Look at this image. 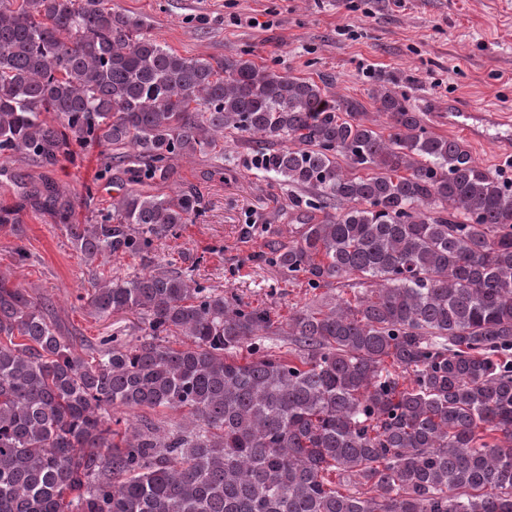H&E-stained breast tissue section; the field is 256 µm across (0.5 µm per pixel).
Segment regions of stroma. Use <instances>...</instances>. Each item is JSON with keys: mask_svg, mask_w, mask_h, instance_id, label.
Listing matches in <instances>:
<instances>
[{"mask_svg": "<svg viewBox=\"0 0 512 512\" xmlns=\"http://www.w3.org/2000/svg\"><path fill=\"white\" fill-rule=\"evenodd\" d=\"M113 9L144 20L163 45L192 58H221L249 51L256 62L277 65L300 77L323 78L329 96L355 100L373 128L384 127L370 94L385 86L422 113L430 131L468 142L476 162L512 178V152L494 141L469 143L464 130L448 126L449 100L512 113V0H112ZM257 149L245 137H224V158L176 161V175L147 187L153 194L194 190L206 211L203 221L179 225L155 239L149 253L119 254L99 268L104 278H131L157 268L183 272L190 283L236 295L265 308L272 319L319 304L321 298L353 297L361 289L349 278L313 290L268 265L271 248L295 240L300 226L288 208L289 189L252 165ZM98 148L53 169L8 162L0 176V205L17 202L18 182L52 181L72 197L79 223L110 206L123 172L98 176ZM25 261H17V251ZM0 279L36 302L51 301L50 320L91 358L101 337L133 344L141 337L137 315H95L89 268L61 225L34 213L23 234L0 227Z\"/></svg>", "mask_w": 512, "mask_h": 512, "instance_id": "obj_1", "label": "stroma"}]
</instances>
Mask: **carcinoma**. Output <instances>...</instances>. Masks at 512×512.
Returning a JSON list of instances; mask_svg holds the SVG:
<instances>
[{"mask_svg":"<svg viewBox=\"0 0 512 512\" xmlns=\"http://www.w3.org/2000/svg\"><path fill=\"white\" fill-rule=\"evenodd\" d=\"M375 100L383 132L310 78L185 57L105 0H0V157L53 168L96 145L100 177L126 176L91 226L44 181L0 227L29 209L88 264L146 253L203 210L144 186L237 132L305 193L302 232L269 265L366 284L277 323L173 270L112 279L89 305L139 313L144 336H106L89 362L0 279V512H512V179L406 99ZM271 335L299 348L261 350ZM118 407L196 424L121 432Z\"/></svg>","mask_w":512,"mask_h":512,"instance_id":"cac0c4a2","label":"carcinoma"}]
</instances>
